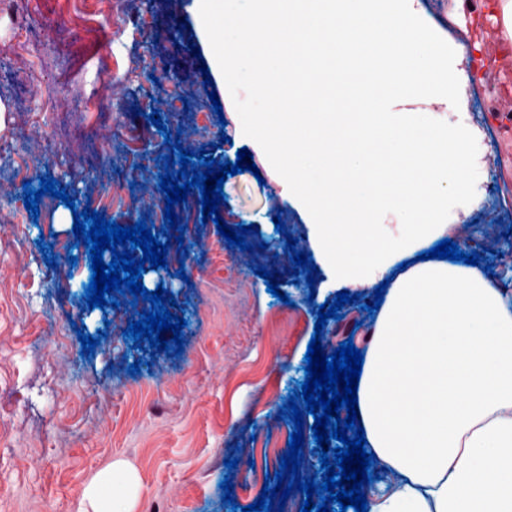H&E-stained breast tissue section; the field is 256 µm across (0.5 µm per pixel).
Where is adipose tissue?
I'll return each instance as SVG.
<instances>
[{
    "label": "adipose tissue",
    "instance_id": "obj_1",
    "mask_svg": "<svg viewBox=\"0 0 512 512\" xmlns=\"http://www.w3.org/2000/svg\"><path fill=\"white\" fill-rule=\"evenodd\" d=\"M368 7L412 55L409 78L387 89L375 124L414 137L420 191L376 198V208L403 216L391 231L338 223L314 195L291 190L311 221L327 287L384 289L357 338L359 418L376 455L361 491L368 512H512V296L479 267L422 257L447 239L449 212L476 203L482 181L481 132L443 110L466 104L457 68L466 49L432 31L412 0ZM418 101L429 111H414ZM137 496L135 474L121 464L84 489L86 512H133Z\"/></svg>",
    "mask_w": 512,
    "mask_h": 512
}]
</instances>
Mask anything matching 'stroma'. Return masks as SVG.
<instances>
[{
	"instance_id": "stroma-1",
	"label": "stroma",
	"mask_w": 512,
	"mask_h": 512,
	"mask_svg": "<svg viewBox=\"0 0 512 512\" xmlns=\"http://www.w3.org/2000/svg\"><path fill=\"white\" fill-rule=\"evenodd\" d=\"M430 25L477 58L487 69L467 78L468 123L484 136L481 205L457 223L455 241L485 252L500 288L512 293V267L488 253L490 238L512 229V153L497 148L500 127L490 108L506 111L512 88L497 104L491 84L512 79V39L504 34L500 0H486L492 25H478L465 0H420ZM70 19L61 36L86 52L73 58L47 44L44 28ZM32 31L29 58L12 50L18 24ZM196 0H117L112 14L96 13L92 0H0V182L12 199H0V512H83L82 492L101 469L121 461L140 482L136 512H234L256 503L268 475L278 471L271 447L286 448L294 424L279 412L305 380V355L313 336L322 345L357 335L368 322L370 294L345 304L340 319L315 333L320 305L335 290L310 289L294 275L285 251L288 238L310 252L305 215L288 198L283 178L254 153L255 171L227 177L218 206L224 223L256 225L248 250L228 245L214 222L202 220V196L192 190L175 204V222L165 218L161 173L171 148L165 133H179L184 149L207 151L218 163L236 161L249 139L237 132L236 110H214L200 62L189 43L198 39ZM43 65L44 90L60 107L43 111L21 78L30 57ZM106 80L117 88L100 111L79 113L74 101H89ZM171 118L158 131L151 112ZM47 147L54 161L45 170L27 158L23 142ZM24 180H16L19 161ZM63 181L76 210L97 185L118 199L106 220H146L152 233L171 244L166 267L144 271V288L164 286L184 318L183 351L139 350L125 330L150 309L147 301L117 295L116 306L89 308L92 271L88 252L73 227L57 223L66 205L42 195L38 213L24 205V181ZM284 232H277L274 218ZM48 252H41V244ZM55 266H48L47 258ZM277 270L285 300L267 290L257 268ZM105 330L93 354L79 334ZM149 370L130 375L136 361ZM237 460L235 469L224 462ZM231 480L233 504L223 503L220 484Z\"/></svg>"
}]
</instances>
